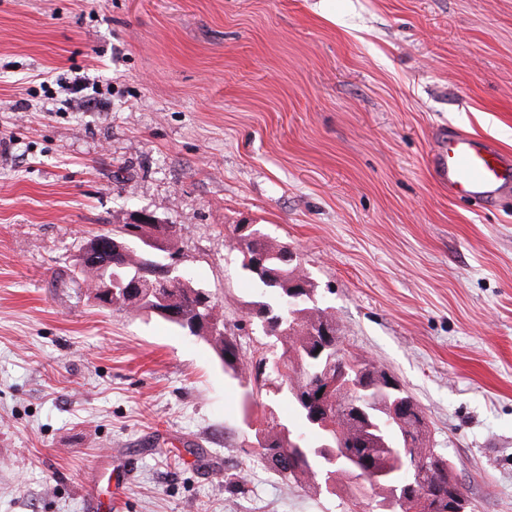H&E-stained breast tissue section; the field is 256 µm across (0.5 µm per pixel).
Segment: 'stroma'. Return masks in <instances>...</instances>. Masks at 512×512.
<instances>
[{
    "instance_id": "obj_1",
    "label": "stroma",
    "mask_w": 512,
    "mask_h": 512,
    "mask_svg": "<svg viewBox=\"0 0 512 512\" xmlns=\"http://www.w3.org/2000/svg\"><path fill=\"white\" fill-rule=\"evenodd\" d=\"M448 127L512 154V0H0V512L352 508L245 454L263 406L209 342L75 277L144 213L247 355L233 231L288 243L473 512H512V202L449 199ZM140 226L138 224H125L122 225V227L117 229H112V233L107 234H97V236H103L102 237H95L90 240H88V243L83 247L81 253H80V261L84 262L86 264H92L97 263L98 259L97 256L103 251V249H106L108 251H113V253H127L129 250V244L127 243L125 238H119V237H112V234L114 233H123L128 228L137 229ZM124 235L127 233H123ZM79 261V258L76 259V267L78 269L79 275L82 277L83 281L87 284L88 288L91 289L92 293H94L97 290V281L101 280L103 273L101 271V267H89L87 265L82 264Z\"/></svg>"
}]
</instances>
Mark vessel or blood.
<instances>
[{
    "mask_svg": "<svg viewBox=\"0 0 512 512\" xmlns=\"http://www.w3.org/2000/svg\"><path fill=\"white\" fill-rule=\"evenodd\" d=\"M432 168L449 198L497 205L512 197V156L493 141L454 128L440 132Z\"/></svg>",
    "mask_w": 512,
    "mask_h": 512,
    "instance_id": "b4317fda",
    "label": "vessel or blood"
}]
</instances>
